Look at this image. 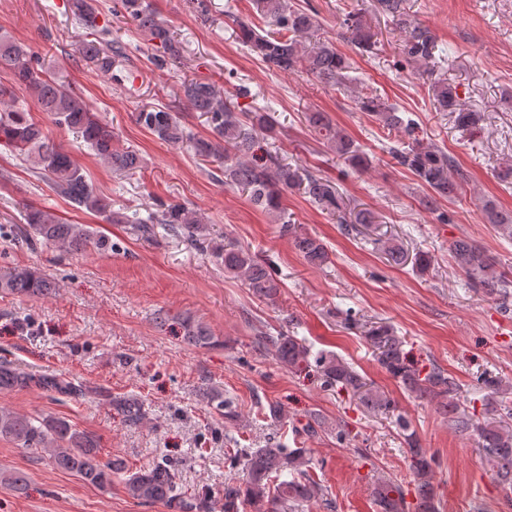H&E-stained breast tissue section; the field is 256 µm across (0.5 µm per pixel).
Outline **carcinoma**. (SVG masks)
<instances>
[{"mask_svg":"<svg viewBox=\"0 0 512 512\" xmlns=\"http://www.w3.org/2000/svg\"><path fill=\"white\" fill-rule=\"evenodd\" d=\"M259 16L271 29L262 30L243 20L236 21L238 38L272 72H305L331 87H344L349 82L350 62L336 45L320 36L321 22L310 8H298L288 0H254ZM378 10L392 17L404 35L401 54L412 72L431 76L427 69L433 60L436 42L431 32L419 23L406 18L403 0H377ZM124 17L143 31L155 48L152 62L162 67L181 58L182 47L170 29L159 22L149 0H121ZM344 38L355 48L369 51L375 46L371 27L354 11H344L339 17ZM106 30L95 29L96 39L86 41L82 55L99 71L112 70V44L103 38ZM0 73L26 86L35 99L36 107L48 113L55 123L81 134L91 150L107 161L117 172H130L141 167L136 150L120 148L115 135L99 113L92 111L81 96L71 88L57 83L47 75L31 49L14 38L0 34ZM434 108L454 114L456 125L471 131L478 124L475 113L460 108L457 87L444 79L429 81ZM247 94L244 87L237 95H229L209 83L190 81L183 85L188 105L207 116L210 135L196 137L186 130L177 115L158 108H143L135 121L159 140L168 144L187 143L194 155L203 161L224 162V183L248 193L249 200L267 214L280 217L283 192L297 189L321 209L338 216L344 231H358V226L376 223L368 210H349L336 183L309 169L283 162L271 146L279 130L269 109L258 107L246 111L239 106L238 97ZM356 108L373 118L388 133L397 136V145L389 153L397 164L410 171L417 181L430 191L425 206L441 224L453 223L452 215L439 207L443 200L457 197L465 182L453 157L441 147L424 142L416 123L406 120L369 88L354 94ZM309 126L327 148L354 170L369 165L367 155L350 136L334 125L323 112L307 114ZM0 145L6 146L34 173L51 184L79 209L105 217L113 224H133L141 237L150 240L158 230L178 233L194 245L201 243L207 232L199 214L180 203L157 205L156 210L143 216L112 209V203L94 192L69 152L56 146L35 122L28 111L12 105L0 108ZM482 209L489 223L512 236V211L497 208L491 200ZM23 223L16 225V241L33 249L61 248L68 253H83L92 247L98 251L113 248L107 238L97 234L87 224H67L52 212L27 206ZM282 232L292 238L295 249L310 266L323 267L331 263V254L323 241L311 234L301 233L296 225L282 222ZM213 256L224 264V271L242 278L261 300L276 302L281 283L272 266L233 240L211 247ZM388 261L401 266L409 254L393 239L383 242ZM455 267L463 272L471 285L502 303L512 297V279L497 269L487 251L467 238H459L449 246ZM57 284L40 269L25 265L0 266V292L18 296H45ZM344 324L361 330L373 348L377 363L397 379L409 396L416 400L436 403L437 410L457 431L473 433L478 447L494 462L495 481L503 489L512 488V382L486 373L478 378L480 388L487 391L484 398L488 420L473 423L468 410L457 400L460 389L456 379L433 363L415 362L405 351V341L394 328L384 323L367 325L357 313H345ZM179 336L190 345L208 348L216 340L202 323L185 318L179 322ZM260 344L271 348L276 362L290 370L315 368L325 386L346 391L358 403L373 412L395 414V401L374 387L363 375L339 356L329 351L312 352L301 339L284 334H268ZM36 388L46 395L81 398L88 388L61 374L30 373L8 362H0V391ZM102 400L124 418L136 425L145 418L143 404L134 396L114 397L104 390L97 391ZM400 436L407 445L411 483L416 504L407 509L406 490L397 481H379L373 496L379 512H440L434 484L436 457L422 448L420 439L401 414L395 419ZM0 436L14 441L28 454L51 450L55 465L71 472L85 482L104 488L112 477L120 476L131 495L137 500L160 503L171 512H303L313 504H327L328 490L311 474L312 458L306 448H234L226 461L246 478L239 483L224 485L223 502L201 489L192 494L182 490L178 463L162 458L147 469L132 472L119 460L103 463L99 460L97 441L84 431L74 428L67 420L46 415L31 417L0 409Z\"/></svg>","mask_w":512,"mask_h":512,"instance_id":"carcinoma-1","label":"carcinoma"}]
</instances>
